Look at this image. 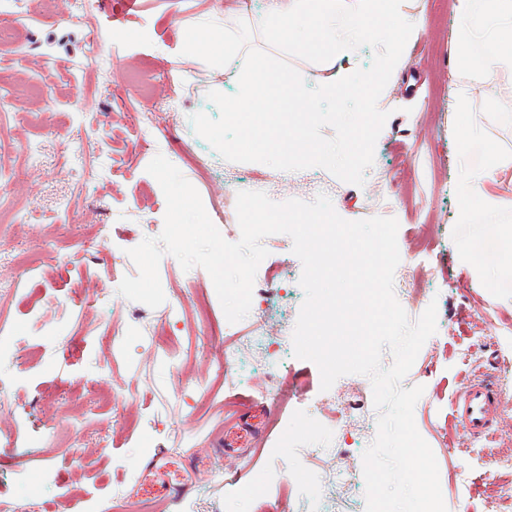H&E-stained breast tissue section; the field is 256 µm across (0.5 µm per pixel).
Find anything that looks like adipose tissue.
<instances>
[{
  "label": "adipose tissue",
  "mask_w": 512,
  "mask_h": 512,
  "mask_svg": "<svg viewBox=\"0 0 512 512\" xmlns=\"http://www.w3.org/2000/svg\"><path fill=\"white\" fill-rule=\"evenodd\" d=\"M407 0H260L253 17L266 42L285 53L299 47L319 62L324 77L288 70L271 59L255 58L236 66L242 44L230 28L196 26L186 30L185 53L207 57L224 68L234 86L224 102L227 121L253 133L265 113L277 111V93L292 101L295 112H319L336 95L380 91L403 63L407 39L423 27L404 9ZM459 40L450 87V107L465 122L458 165L459 220L469 223L482 212H512V197L499 189L501 177L512 170V151L497 150L481 164L469 160L470 147L483 142L485 129L473 110L478 95L491 89L512 90V0H453ZM482 47V57L471 76H461L469 45ZM487 235L500 259L484 266L476 250L462 253L465 263L483 267L485 279L496 283L512 277V225L492 224Z\"/></svg>",
  "instance_id": "1"
}]
</instances>
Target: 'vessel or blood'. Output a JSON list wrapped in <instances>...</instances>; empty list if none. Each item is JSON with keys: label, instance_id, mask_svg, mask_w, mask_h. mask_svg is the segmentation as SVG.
Wrapping results in <instances>:
<instances>
[{"label": "vessel or blood", "instance_id": "vessel-or-blood-1", "mask_svg": "<svg viewBox=\"0 0 512 512\" xmlns=\"http://www.w3.org/2000/svg\"><path fill=\"white\" fill-rule=\"evenodd\" d=\"M498 406V390L486 381L476 380L456 393L450 404V415L455 427L479 436L490 429Z\"/></svg>", "mask_w": 512, "mask_h": 512}]
</instances>
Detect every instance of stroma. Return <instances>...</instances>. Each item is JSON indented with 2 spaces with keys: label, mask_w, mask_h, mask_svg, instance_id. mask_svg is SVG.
I'll use <instances>...</instances> for the list:
<instances>
[{
  "label": "stroma",
  "mask_w": 512,
  "mask_h": 512,
  "mask_svg": "<svg viewBox=\"0 0 512 512\" xmlns=\"http://www.w3.org/2000/svg\"><path fill=\"white\" fill-rule=\"evenodd\" d=\"M436 9V0H415L413 12L426 25L406 46L405 62L378 102L368 144L354 163L346 135L366 111L355 98L337 100L338 121L308 112L294 122L292 135L322 148V162L278 153L288 101L267 117L264 145L245 141L238 126L225 122L223 69L185 54L181 43L183 27L223 26L224 12L209 0H141L140 10L121 20L94 9L90 20L117 34L95 49L63 2L43 12L0 8V29L28 45L23 60L0 64V87L13 93V115L0 123V158L23 168L11 197L25 215L0 223V277L17 279L14 291L0 294V318L10 329L0 339L1 502L17 504L18 512H167L151 490L136 488L141 461L161 448L170 452L166 478L173 483L186 474L185 461L195 450L210 453L208 470L193 478L176 512H297L312 473L343 465L363 475L362 455L376 431L360 428L342 406L372 402L368 377L345 375L325 391L314 363L283 358L272 376L266 355L247 349L241 355L245 377L227 390L224 379L234 370L214 348L224 330L223 308L214 304L208 322L194 311L199 296L216 294L205 269L183 270L166 254L158 268L163 306L152 309L119 293L123 278L138 274L128 249L148 237V225L163 224L166 212L164 193L146 171L151 158L141 131L128 118L129 110L152 109L124 84L127 73L145 71L154 95H163L170 79L182 86L164 119L160 152L198 191L225 240L240 238L228 185L247 191L257 181L277 202L324 194L346 220L382 215L398 221L401 261L394 279L412 281L399 303L413 320L429 304L437 306V331L402 386L424 389L414 420L436 457L447 512H489L493 500L500 512H512V468L500 465L512 457V407L499 406L476 459L463 455L470 438L449 416L456 390L476 372L496 375L500 346H512V280L483 287L461 262L468 244L491 260L485 226L503 218L457 219L459 135L438 89L447 85L456 60L458 22L453 16L438 21ZM89 60L112 70L111 85L90 82L82 67ZM47 78L56 86L49 106L35 93ZM78 90L84 96L79 111L72 104ZM476 110L487 131L486 144L471 152L478 164L489 150L512 149V127L494 119L512 113V96H486ZM88 129L112 170L79 192L68 171L53 165ZM65 203L77 223H59ZM263 244L269 254L256 272L254 293L265 291L272 270L296 282L292 292L275 298L268 317L267 333L277 341L291 335L304 299L297 285L302 263L288 235L268 236ZM20 250L39 257L38 270L14 271L10 257ZM172 306L183 310L179 321L165 316ZM145 322L169 335L166 351L144 344ZM114 338L120 348H112ZM466 350L474 364L462 360ZM281 395L288 405L278 426L251 442L259 451L253 471L231 481L243 455L217 446L226 417L268 410ZM336 430L345 435L343 458L305 455Z\"/></svg>",
  "instance_id": "35a3bbf8"
}]
</instances>
